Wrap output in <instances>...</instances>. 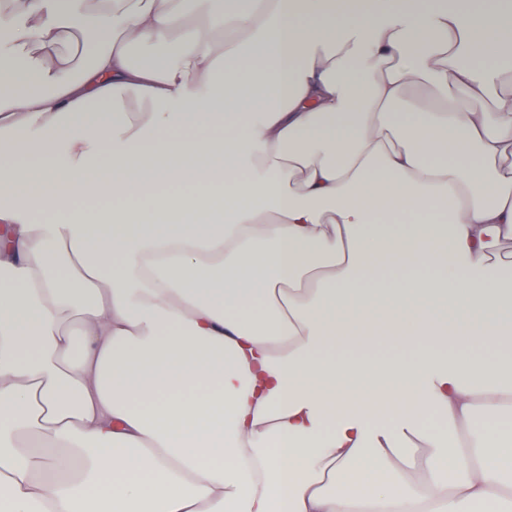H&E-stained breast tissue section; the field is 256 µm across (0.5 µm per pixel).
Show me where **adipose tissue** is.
Segmentation results:
<instances>
[{
	"mask_svg": "<svg viewBox=\"0 0 512 512\" xmlns=\"http://www.w3.org/2000/svg\"><path fill=\"white\" fill-rule=\"evenodd\" d=\"M197 3L0 0V503L505 512L512 25Z\"/></svg>",
	"mask_w": 512,
	"mask_h": 512,
	"instance_id": "adipose-tissue-1",
	"label": "adipose tissue"
}]
</instances>
